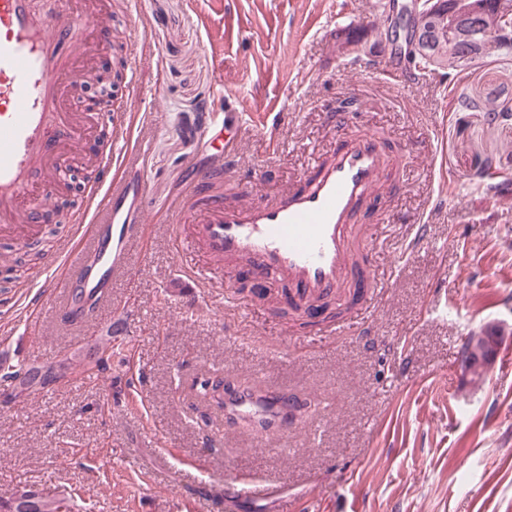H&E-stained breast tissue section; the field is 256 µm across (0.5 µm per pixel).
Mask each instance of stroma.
<instances>
[{
  "mask_svg": "<svg viewBox=\"0 0 512 512\" xmlns=\"http://www.w3.org/2000/svg\"><path fill=\"white\" fill-rule=\"evenodd\" d=\"M111 40L124 46L143 95L106 132H140L144 244L98 320L52 317L19 335L20 288L40 283L70 229L39 224L46 256L0 274L1 351L47 363L124 332L96 383L81 367L62 383L0 402V497L30 485L77 512H512V60L487 53L459 73L418 67L388 47L392 11L374 0H112ZM359 37V61L335 33ZM238 112L240 157L224 188L257 186L272 201L338 137L374 130L397 143L396 189L365 229L385 291L336 301L350 330L322 336L280 302L243 293L228 334L217 292L238 289L239 260L205 254L214 294L193 297L177 258L191 215L176 205L208 146L210 112ZM494 328L482 377L458 354ZM239 375L317 401L291 452L224 432V412L190 385ZM218 436V448L202 447ZM272 479L268 497L224 496V477Z\"/></svg>",
  "mask_w": 512,
  "mask_h": 512,
  "instance_id": "stroma-1",
  "label": "stroma"
}]
</instances>
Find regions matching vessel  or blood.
<instances>
[{"mask_svg": "<svg viewBox=\"0 0 512 512\" xmlns=\"http://www.w3.org/2000/svg\"><path fill=\"white\" fill-rule=\"evenodd\" d=\"M85 3L81 15L62 9L41 16L31 0H0V235L21 240L35 233L48 199L31 197V190L58 189L62 161L93 133L86 116L68 110L66 88L74 59L85 49L81 24L107 21L112 2ZM236 145L226 140L214 169L198 171L184 196L195 212L191 245L219 264L252 261L265 277L286 283L299 301L339 295L353 286L379 296L380 282L357 255L370 249L361 234L367 210L390 188L399 166L380 135L362 131L345 138L274 201L227 205L212 195L211 186L215 168L237 158ZM144 190L141 170L127 165L110 181L89 187L76 238L69 251L52 259L42 283L59 322L97 321L113 282L129 276L128 254L144 231L136 213ZM224 414L235 422L274 421L284 448L302 430L300 400L257 386L225 394ZM273 488L237 476L224 480L228 497Z\"/></svg>", "mask_w": 512, "mask_h": 512, "instance_id": "1", "label": "vessel or blood"}]
</instances>
